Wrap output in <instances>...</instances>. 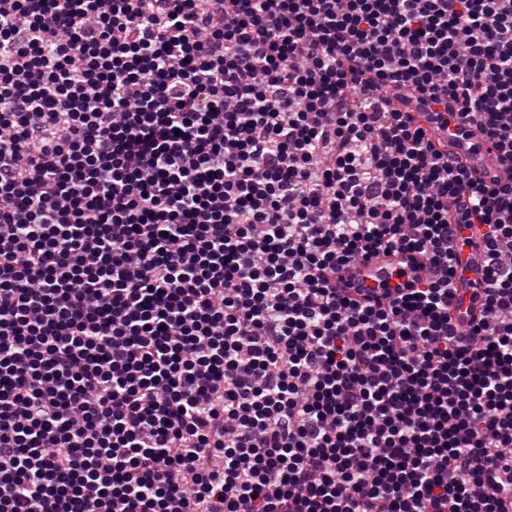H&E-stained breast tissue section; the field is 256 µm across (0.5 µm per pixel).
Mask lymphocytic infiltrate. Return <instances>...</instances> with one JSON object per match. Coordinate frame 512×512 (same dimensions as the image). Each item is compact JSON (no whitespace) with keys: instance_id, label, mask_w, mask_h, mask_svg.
Wrapping results in <instances>:
<instances>
[{"instance_id":"1","label":"lymphocytic infiltrate","mask_w":512,"mask_h":512,"mask_svg":"<svg viewBox=\"0 0 512 512\" xmlns=\"http://www.w3.org/2000/svg\"><path fill=\"white\" fill-rule=\"evenodd\" d=\"M415 101L512 162V0H0V512H512V183ZM430 113L432 112L422 113L424 116L420 119L433 140L443 142L448 139V150L459 157L470 169L476 170L477 174L483 176L487 182L501 184L510 182L512 177L510 167L495 159L492 145L479 135L476 127H472L467 122L459 124L458 127L451 123L450 132L454 136L448 138L437 129V124L429 119ZM461 243V264L457 266L456 288L458 293L453 304L454 320L467 324V320L457 317L459 312L465 313L470 305V297L476 288H485L484 276L487 268V251L485 250L479 225L461 224L457 229ZM466 288V289H464ZM408 254L401 252H391L389 254L380 253L363 263H358L350 266L346 271L340 275L344 281L351 279L355 286L360 288H379L377 295H381L380 288L388 286L393 292L394 287L405 282L408 276L415 274L426 275L429 273L428 268H424L418 272H412L409 266ZM405 272L402 278L397 277V272ZM336 276L337 287H343V282L339 281V276Z\"/></svg>"}]
</instances>
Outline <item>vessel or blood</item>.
<instances>
[{"mask_svg": "<svg viewBox=\"0 0 512 512\" xmlns=\"http://www.w3.org/2000/svg\"><path fill=\"white\" fill-rule=\"evenodd\" d=\"M427 128L432 139L447 141L449 150L459 157L469 168L477 171L486 181L501 184L512 181V167L499 163L495 158L492 145L482 138L475 127L462 123L453 130L452 137H445L436 123H428ZM461 239V263L457 267L456 286L458 293L453 304L454 312H465L470 305L472 293L484 287V276L488 255L481 238L478 225L464 224L457 230ZM406 254L392 252L381 253L363 263L350 266L343 272V279L353 281L362 288L395 287L399 279L398 272L409 271Z\"/></svg>", "mask_w": 512, "mask_h": 512, "instance_id": "vessel-or-blood-1", "label": "vessel or blood"}]
</instances>
